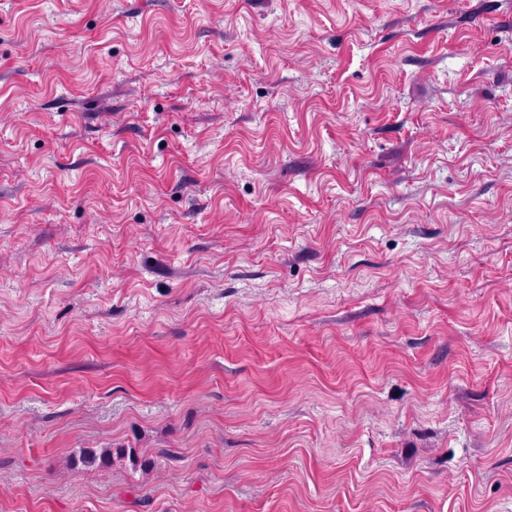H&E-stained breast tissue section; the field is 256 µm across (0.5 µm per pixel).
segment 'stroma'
<instances>
[{
    "instance_id": "stroma-1",
    "label": "stroma",
    "mask_w": 512,
    "mask_h": 512,
    "mask_svg": "<svg viewBox=\"0 0 512 512\" xmlns=\"http://www.w3.org/2000/svg\"><path fill=\"white\" fill-rule=\"evenodd\" d=\"M0 512H512V0H0Z\"/></svg>"
}]
</instances>
